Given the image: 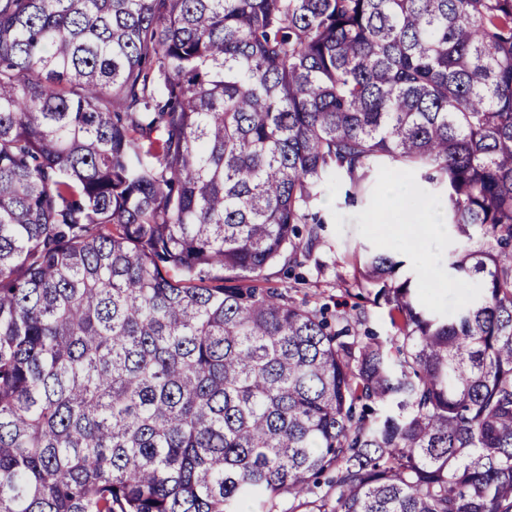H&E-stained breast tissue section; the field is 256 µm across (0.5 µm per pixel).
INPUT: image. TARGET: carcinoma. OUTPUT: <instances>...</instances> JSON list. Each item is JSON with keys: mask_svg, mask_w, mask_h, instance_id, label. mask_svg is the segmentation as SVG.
<instances>
[{"mask_svg": "<svg viewBox=\"0 0 512 512\" xmlns=\"http://www.w3.org/2000/svg\"><path fill=\"white\" fill-rule=\"evenodd\" d=\"M378 166L447 188L452 318L270 284ZM284 497L512 512V0H0V512Z\"/></svg>", "mask_w": 512, "mask_h": 512, "instance_id": "carcinoma-1", "label": "carcinoma"}]
</instances>
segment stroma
Segmentation results:
<instances>
[{
  "label": "stroma",
  "mask_w": 512,
  "mask_h": 512,
  "mask_svg": "<svg viewBox=\"0 0 512 512\" xmlns=\"http://www.w3.org/2000/svg\"><path fill=\"white\" fill-rule=\"evenodd\" d=\"M389 178L385 172H373L355 198H348L350 184L335 176L326 185L317 210L326 218L322 232L324 243L315 251L316 265L302 268L306 279L303 288L309 299L336 304L343 296L337 285L339 278H352L364 251H385L397 255L404 265L401 275L414 277L424 301L441 312L452 314L466 300L468 292L453 276L449 261L460 240L452 226L440 225L435 235L418 239L409 226L399 225L388 239L377 237L370 227L371 216L390 198L385 192ZM436 278L440 287L428 288L427 278Z\"/></svg>",
  "instance_id": "stroma-1"
}]
</instances>
